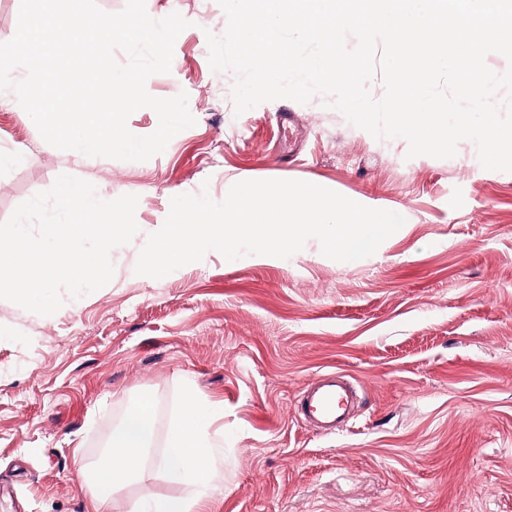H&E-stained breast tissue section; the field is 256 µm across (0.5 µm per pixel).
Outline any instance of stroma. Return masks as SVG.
Returning <instances> with one entry per match:
<instances>
[{"label": "stroma", "instance_id": "obj_1", "mask_svg": "<svg viewBox=\"0 0 512 512\" xmlns=\"http://www.w3.org/2000/svg\"><path fill=\"white\" fill-rule=\"evenodd\" d=\"M189 22L170 73L148 92L188 95L195 125L149 160L83 157L46 143L0 92V222L67 174L102 199L138 196L132 241L103 288L42 316L0 299V512H88L79 469L130 405L154 403L163 452L184 392L224 436V485L206 512H512V173L484 169L470 140L450 159L407 158L317 95L235 114L234 76L212 71L217 0H146ZM292 179L401 211L375 254L287 259L207 252L154 279L135 265L173 197L216 202L242 180ZM341 370L358 385L354 424L314 432L300 391ZM183 496L149 464L107 512L143 494Z\"/></svg>", "mask_w": 512, "mask_h": 512}]
</instances>
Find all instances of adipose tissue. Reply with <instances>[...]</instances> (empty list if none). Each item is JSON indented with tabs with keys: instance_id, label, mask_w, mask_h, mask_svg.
Masks as SVG:
<instances>
[{
	"instance_id": "ef3b65f1",
	"label": "adipose tissue",
	"mask_w": 512,
	"mask_h": 512,
	"mask_svg": "<svg viewBox=\"0 0 512 512\" xmlns=\"http://www.w3.org/2000/svg\"><path fill=\"white\" fill-rule=\"evenodd\" d=\"M153 419L149 398L133 402L124 422L112 431L105 463L83 471L89 512H104L114 491L142 473L150 456ZM210 425L209 411L185 393L160 465L186 492L179 498L137 499L130 512H204L208 490L224 484V450Z\"/></svg>"
}]
</instances>
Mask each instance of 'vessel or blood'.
<instances>
[{
  "mask_svg": "<svg viewBox=\"0 0 512 512\" xmlns=\"http://www.w3.org/2000/svg\"><path fill=\"white\" fill-rule=\"evenodd\" d=\"M356 394L355 383L345 375L325 372L304 389L297 412L312 426L333 433L350 425L348 409Z\"/></svg>",
  "mask_w": 512,
  "mask_h": 512,
  "instance_id": "vessel-or-blood-1",
  "label": "vessel or blood"
}]
</instances>
